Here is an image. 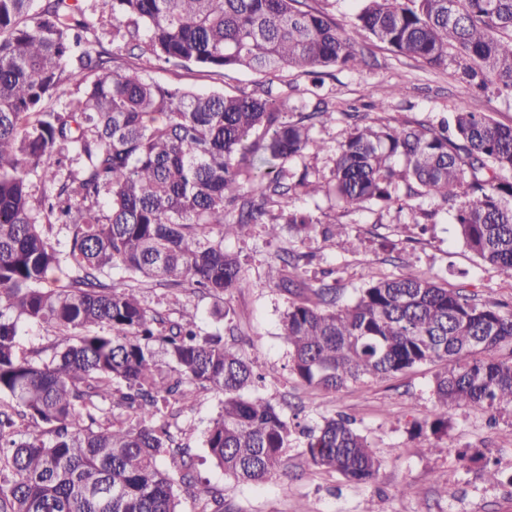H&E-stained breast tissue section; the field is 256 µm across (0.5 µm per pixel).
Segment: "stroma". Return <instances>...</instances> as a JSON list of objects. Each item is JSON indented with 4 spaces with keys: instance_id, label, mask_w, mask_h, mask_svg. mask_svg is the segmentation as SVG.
Listing matches in <instances>:
<instances>
[{
    "instance_id": "stroma-1",
    "label": "stroma",
    "mask_w": 512,
    "mask_h": 512,
    "mask_svg": "<svg viewBox=\"0 0 512 512\" xmlns=\"http://www.w3.org/2000/svg\"><path fill=\"white\" fill-rule=\"evenodd\" d=\"M364 53L362 65L329 69L319 87L294 69L273 81V94L285 102L289 119L312 111L321 100L334 113L333 120L313 131L324 151L289 161L290 172L328 181L352 112L367 114L378 124L413 127L438 123L454 107L463 106L512 125V99L473 93L453 70L429 68L372 40L365 42ZM288 207L312 211L325 224L347 225L344 247L319 235L301 240L286 229L272 238L256 225L248 234L224 241L225 251L237 255L247 270L246 284L231 295L218 298L147 282L139 298L172 319L186 309L196 312L199 326L207 332L234 325L237 349L255 359V370L264 377L253 395L282 408L285 415H298L310 427L339 414L348 416L366 437L380 467L371 484L345 482L337 473L312 466L304 455L306 439L297 434L274 478L261 485L237 482L212 463L202 446L204 431L218 412L219 396L197 388L174 408L176 438L196 456L199 476L223 495L232 512H512V416L493 419L453 408L445 434L415 435V424L433 407L432 385L439 368L430 364L396 377L352 384L338 393L305 385L292 374L288 348L280 336L291 297L274 286L269 271L287 252L311 253L313 260L302 268L301 279L315 287L322 270H334L344 304L368 281L398 273L403 265L441 285L464 288L483 301L511 303L512 280L483 264L464 244L447 206L427 198L421 207L433 217L423 232L407 208L372 206L349 212L323 193L294 196ZM218 309L228 312V319H217ZM464 448L472 459L463 466L456 454ZM489 462L500 471L501 483L485 480L484 466ZM403 486L409 492L402 496L398 490Z\"/></svg>"
}]
</instances>
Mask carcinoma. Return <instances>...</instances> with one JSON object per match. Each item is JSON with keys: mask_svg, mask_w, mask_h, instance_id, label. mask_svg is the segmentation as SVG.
<instances>
[{"mask_svg": "<svg viewBox=\"0 0 512 512\" xmlns=\"http://www.w3.org/2000/svg\"><path fill=\"white\" fill-rule=\"evenodd\" d=\"M103 2L109 16L91 23L82 0H0V395L15 401L0 407V512H180L174 476L192 456L169 407L192 385L223 395L203 447L224 474L254 485L276 474L299 424L246 395L254 361L202 334L196 313L171 321L137 291L151 280L231 293L244 273L224 238L255 224L272 236L320 229L342 246L347 225L288 210L294 194L324 191L350 211L449 203L466 246L512 279L511 126L462 106L439 129L355 123L331 181L313 182L288 162L324 150L313 129L332 119L327 104L290 121L269 86L188 90L119 60L193 65L213 80L295 69L318 85L325 69L364 62L361 41L306 0ZM360 2L357 34L512 96V0ZM105 34L107 57L92 48ZM301 259L282 260L276 285L296 296L281 337L306 385L337 392L442 363L433 431L448 428L450 407L512 410L511 309L408 266L338 306L334 282L304 295ZM62 265L67 281L49 279ZM25 324L55 329L49 360L19 352ZM305 437L310 464L350 483L380 466L344 416ZM194 495L201 512H224L209 487Z\"/></svg>", "mask_w": 512, "mask_h": 512, "instance_id": "1", "label": "carcinoma"}]
</instances>
